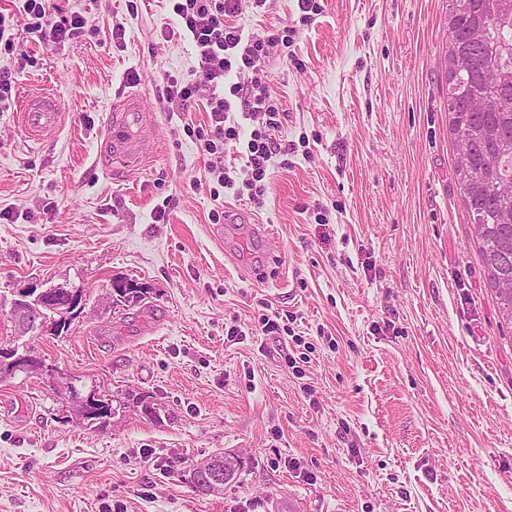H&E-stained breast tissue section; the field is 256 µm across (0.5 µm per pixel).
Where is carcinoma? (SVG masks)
<instances>
[{"label":"carcinoma","instance_id":"cac0c4a2","mask_svg":"<svg viewBox=\"0 0 512 512\" xmlns=\"http://www.w3.org/2000/svg\"><path fill=\"white\" fill-rule=\"evenodd\" d=\"M470 60L468 70L454 68L456 55ZM448 85V129L457 143L455 174L473 223L479 225L476 241L502 321L512 325V291L499 288L512 284V194L499 192V185L512 182V0H448V51L444 56ZM81 298L73 295L67 308L48 307L43 317L29 320V313L14 302L11 318L21 334L31 329L41 336H60L69 327L68 316ZM126 405L146 418L161 419L162 407L146 393L128 392ZM97 412L81 400L79 412L86 419H103L111 413L109 403L97 400ZM169 471L188 477L197 492L219 491L231 482L241 467L232 456H215L206 464L188 470L172 460Z\"/></svg>","mask_w":512,"mask_h":512}]
</instances>
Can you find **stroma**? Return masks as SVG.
I'll return each instance as SVG.
<instances>
[{
    "instance_id": "1",
    "label": "stroma",
    "mask_w": 512,
    "mask_h": 512,
    "mask_svg": "<svg viewBox=\"0 0 512 512\" xmlns=\"http://www.w3.org/2000/svg\"><path fill=\"white\" fill-rule=\"evenodd\" d=\"M56 2L85 28L47 45L25 0H0V344L41 361L0 379V512H512V328L455 175L447 0H318L305 24L298 0L243 10L247 35L296 29L263 67L290 150L260 207L211 197L205 104L162 99L198 67L168 0ZM44 88L64 116L36 141L16 112ZM124 90L157 151L109 175ZM217 210L270 233L217 235ZM116 281L145 300L118 303ZM57 287L82 294L67 333H18L14 300ZM130 391L160 421L77 412ZM224 452L242 466L217 493L163 468Z\"/></svg>"
}]
</instances>
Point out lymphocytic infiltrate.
<instances>
[{"instance_id":"lymphocytic-infiltrate-1","label":"lymphocytic infiltrate","mask_w":512,"mask_h":512,"mask_svg":"<svg viewBox=\"0 0 512 512\" xmlns=\"http://www.w3.org/2000/svg\"><path fill=\"white\" fill-rule=\"evenodd\" d=\"M198 57V70L193 81L182 83L168 78L164 88L167 101L184 104L202 99L206 102L209 121L198 130L197 139L207 158L210 174L217 185L234 194L248 195L262 204L268 188V168L274 156L286 149L274 136L283 125L284 112L267 92L260 75V65L270 54L288 47L294 28L272 29L260 39L244 35L234 19L244 7L260 8L266 0H171ZM26 11L35 20L45 43L56 44L80 34L85 20L77 14L54 17L48 0H26ZM251 74L250 87L229 83L230 74ZM241 107L254 127L248 139H241L240 125L233 115ZM245 142L246 177L236 180L224 163V152L230 143Z\"/></svg>"}]
</instances>
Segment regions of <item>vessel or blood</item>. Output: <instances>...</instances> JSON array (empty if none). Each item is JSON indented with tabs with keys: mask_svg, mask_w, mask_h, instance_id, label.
<instances>
[{
	"mask_svg": "<svg viewBox=\"0 0 512 512\" xmlns=\"http://www.w3.org/2000/svg\"><path fill=\"white\" fill-rule=\"evenodd\" d=\"M61 117L59 100L51 91L28 94L17 114L22 130L37 139L52 133ZM150 128L151 114L140 93L116 95L104 124L105 157L127 167L141 164L153 151Z\"/></svg>",
	"mask_w": 512,
	"mask_h": 512,
	"instance_id": "b4317fda",
	"label": "vessel or blood"
}]
</instances>
